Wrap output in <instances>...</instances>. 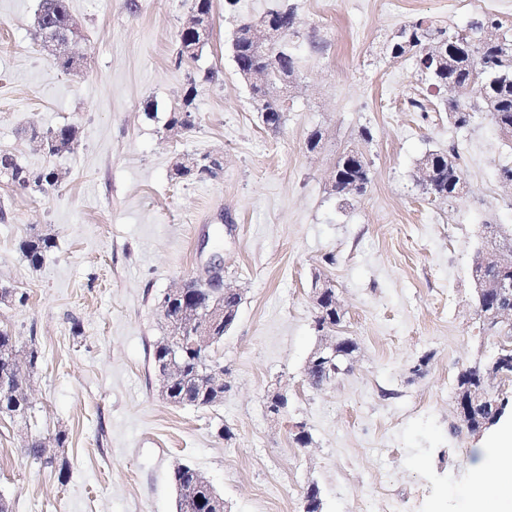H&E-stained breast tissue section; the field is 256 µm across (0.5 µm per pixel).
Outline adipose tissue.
Wrapping results in <instances>:
<instances>
[{"label": "adipose tissue", "instance_id": "obj_1", "mask_svg": "<svg viewBox=\"0 0 512 512\" xmlns=\"http://www.w3.org/2000/svg\"><path fill=\"white\" fill-rule=\"evenodd\" d=\"M471 471L462 493L463 512H512V424L477 450Z\"/></svg>", "mask_w": 512, "mask_h": 512}]
</instances>
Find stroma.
Masks as SVG:
<instances>
[{
	"label": "stroma",
	"instance_id": "obj_1",
	"mask_svg": "<svg viewBox=\"0 0 512 512\" xmlns=\"http://www.w3.org/2000/svg\"><path fill=\"white\" fill-rule=\"evenodd\" d=\"M275 3L240 0L228 12L212 0L202 51L180 63L194 0H70L82 66L66 72L41 46V0H0V152L64 175L45 193L0 180V283L28 297L0 307V326L41 353L26 432H64L69 462L59 481L0 416V494L12 512H176L172 473L185 463L225 512H303L312 486L321 512H380L390 500L399 512H458L489 438L454 429L457 377L491 343L470 271L482 225L512 228V188L500 179L512 143L484 112L462 129L449 123L414 56L385 44L420 17L460 31L485 16L448 0H288L297 70L274 134L229 39ZM206 71L194 129L172 134L169 112ZM63 125L77 131L70 153L47 155L27 134ZM352 148L370 183L345 197L333 174ZM438 149L455 150L469 186L449 203L430 201L417 178ZM203 153L223 157L216 178H173L178 156ZM37 230L55 246L35 268L19 244ZM213 261L241 296L215 349L224 400L177 407L153 368L167 334L160 302ZM327 280L357 349L350 371L315 390L305 380L320 341L313 295ZM278 380L284 423L265 407Z\"/></svg>",
	"mask_w": 512,
	"mask_h": 512
}]
</instances>
